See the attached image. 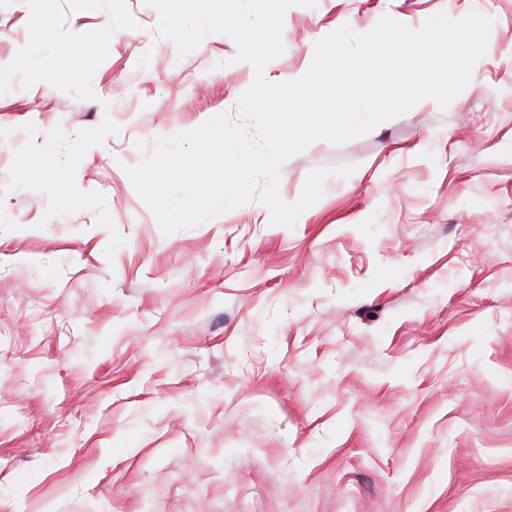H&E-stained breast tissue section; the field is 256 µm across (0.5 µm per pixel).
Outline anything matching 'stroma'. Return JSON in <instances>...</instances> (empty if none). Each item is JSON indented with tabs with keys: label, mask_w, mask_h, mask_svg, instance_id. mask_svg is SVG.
<instances>
[{
	"label": "stroma",
	"mask_w": 512,
	"mask_h": 512,
	"mask_svg": "<svg viewBox=\"0 0 512 512\" xmlns=\"http://www.w3.org/2000/svg\"><path fill=\"white\" fill-rule=\"evenodd\" d=\"M474 10L448 107L283 164L288 204L354 168L293 227L255 200L167 235L127 170L239 118L235 41L178 55L146 0H0V512H512V0L293 6L264 77Z\"/></svg>",
	"instance_id": "1"
}]
</instances>
